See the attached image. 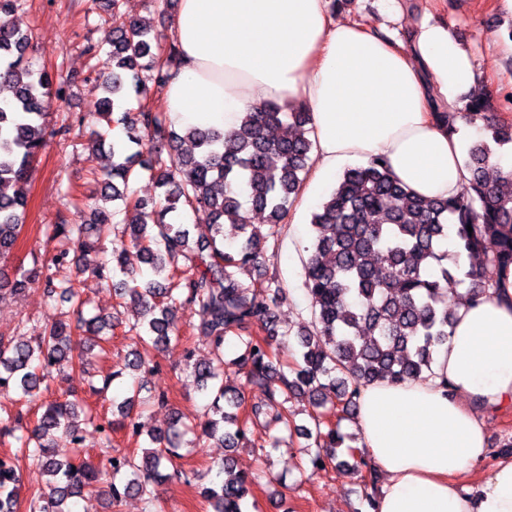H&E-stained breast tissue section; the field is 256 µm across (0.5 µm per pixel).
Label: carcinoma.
<instances>
[{
  "instance_id": "1",
  "label": "carcinoma",
  "mask_w": 512,
  "mask_h": 512,
  "mask_svg": "<svg viewBox=\"0 0 512 512\" xmlns=\"http://www.w3.org/2000/svg\"><path fill=\"white\" fill-rule=\"evenodd\" d=\"M19 0H0V81L12 89V99L0 106V258L14 248L22 229L31 164L46 145L52 97H64L62 85L50 72L29 61L30 37L10 16ZM112 22V67L96 72L104 95L95 105L97 120L107 129L90 131L91 152L111 140L112 165L91 169L101 185L100 196L72 202L76 212L95 209L90 224L49 225L52 235L82 253L76 277H58L52 269L67 265L70 249L50 257L32 258L10 279L0 271V290L20 295L31 287L43 289L53 301L69 304V312L44 327L34 340L0 337V393L37 400L50 390L61 369L88 373L94 348L106 352L112 324L85 316L87 300L76 279L85 275L112 288L122 303L137 307L128 325L135 348L125 355L124 368L146 376L158 367L150 352H160L181 338L178 313L196 318L197 335L208 340L209 352L190 349L186 370L205 399L203 416L185 421L180 415L149 435L145 446L112 454V423L74 397L42 402L32 428L23 429L22 416L0 417L3 437L12 438L30 465L48 476L45 486L28 489L30 512H74V500L94 491L100 472L77 461L83 450L85 426L99 432L110 470L112 501L134 493L151 507H160L158 488L173 478L191 483L195 473L177 468L176 460L205 441L224 448L245 444L249 427L270 433L268 445L280 447L275 432L313 440L312 464L339 470L348 462L337 449L355 458L345 446L339 423L325 422L320 410L336 407L338 419L353 415L361 390L370 383H402L432 371L434 356L448 341L454 313L448 290L464 286L460 300L481 302L495 296L499 273L512 266V181L501 186L491 159L512 147V123L488 115L489 100L468 99L464 108L434 112L448 130L457 123L483 122L484 136L465 149L471 178L450 199H427L412 193L392 174L386 160L374 157L366 165L344 172L331 193L312 213L315 237L303 266V285L310 299L311 319L298 330L279 328L276 312L286 292L276 277L246 281L240 273L258 264L269 239L278 236L305 179L313 148L308 138L310 113L300 105L268 103L247 112L230 137L214 128L190 127L178 134L165 113L145 99L149 79L161 87L178 65L174 44L161 47L158 36L125 18L122 0H107ZM121 134L112 136V126ZM196 152L179 151L182 138ZM149 173L161 189L158 205L147 208L130 193L132 178ZM120 202L112 212L97 209L98 199ZM209 212L211 237L195 242L189 225L177 214L182 207ZM267 214V229L249 223L246 211ZM131 216L114 224L119 213ZM238 241L226 246L224 226ZM455 251L445 248L449 235ZM111 238V258L98 257L96 244ZM465 256H478V267L466 269ZM146 265L162 281L147 287L136 274ZM296 339L291 375L274 372L276 350ZM235 342V362L246 369L247 381L264 389L268 404L255 405L239 417V392L224 385L218 367L224 345ZM140 383L122 401L111 400L118 427L140 437L132 416L142 402L168 404L163 392L140 398ZM309 394L313 427L296 424L290 399ZM70 447L54 448L56 434ZM223 479L202 490L209 512H245L252 479L234 472L227 456L218 464ZM22 475L11 457L0 456V512H17Z\"/></svg>"
}]
</instances>
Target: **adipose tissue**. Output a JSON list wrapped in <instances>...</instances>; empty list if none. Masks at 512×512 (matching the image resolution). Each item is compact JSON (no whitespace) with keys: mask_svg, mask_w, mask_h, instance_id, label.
<instances>
[{"mask_svg":"<svg viewBox=\"0 0 512 512\" xmlns=\"http://www.w3.org/2000/svg\"><path fill=\"white\" fill-rule=\"evenodd\" d=\"M169 35L180 61L161 90L181 127L231 133L271 100L311 114L316 165L302 196L316 204L350 162L384 157L428 199L460 193L468 128L434 104L462 106L478 83L472 54L447 25L423 21L405 49L336 20L329 0H179ZM512 409V268L495 297L457 308L431 373L372 383L354 422L382 485L368 512H512V457L485 474L482 416Z\"/></svg>","mask_w":512,"mask_h":512,"instance_id":"1","label":"adipose tissue"}]
</instances>
